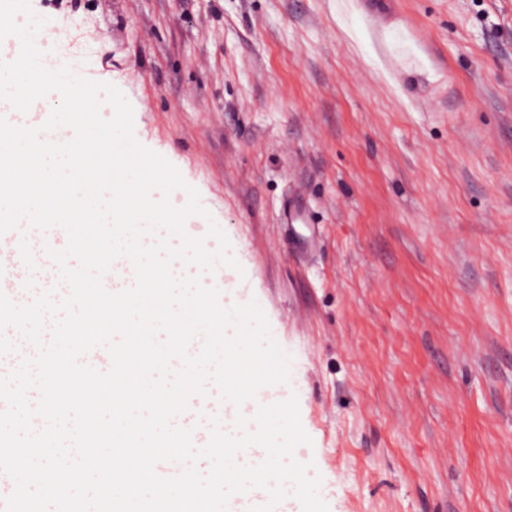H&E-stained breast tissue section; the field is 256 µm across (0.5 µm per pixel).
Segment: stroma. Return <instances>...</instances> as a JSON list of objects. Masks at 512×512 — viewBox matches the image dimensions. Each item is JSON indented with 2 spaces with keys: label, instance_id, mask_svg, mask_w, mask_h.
Listing matches in <instances>:
<instances>
[{
  "label": "stroma",
  "instance_id": "obj_1",
  "mask_svg": "<svg viewBox=\"0 0 512 512\" xmlns=\"http://www.w3.org/2000/svg\"><path fill=\"white\" fill-rule=\"evenodd\" d=\"M29 4L228 236L329 512H512V0Z\"/></svg>",
  "mask_w": 512,
  "mask_h": 512
}]
</instances>
